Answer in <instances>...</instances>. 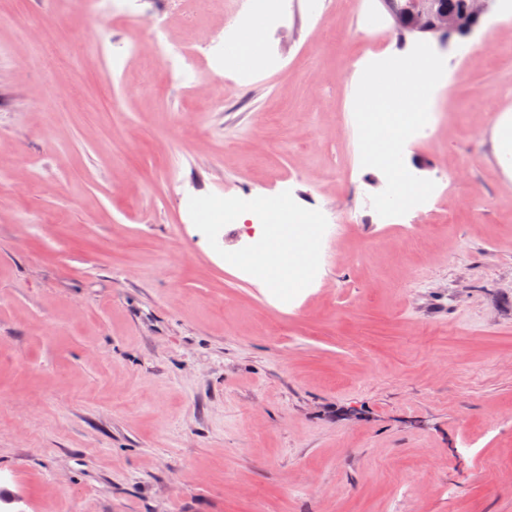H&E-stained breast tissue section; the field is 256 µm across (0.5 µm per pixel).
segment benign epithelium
<instances>
[{"label": "benign epithelium", "instance_id": "7a95c632", "mask_svg": "<svg viewBox=\"0 0 512 512\" xmlns=\"http://www.w3.org/2000/svg\"><path fill=\"white\" fill-rule=\"evenodd\" d=\"M491 2L493 0H464L458 11L443 7L442 0H399L396 6L391 0H385V6L395 29L430 34L447 41L472 34L488 13Z\"/></svg>", "mask_w": 512, "mask_h": 512}]
</instances>
